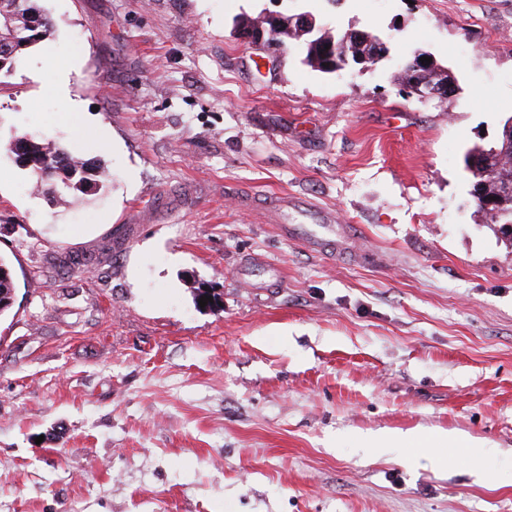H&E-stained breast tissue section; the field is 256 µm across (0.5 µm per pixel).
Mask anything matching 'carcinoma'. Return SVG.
Listing matches in <instances>:
<instances>
[{
	"label": "carcinoma",
	"instance_id": "cac0c4a2",
	"mask_svg": "<svg viewBox=\"0 0 512 512\" xmlns=\"http://www.w3.org/2000/svg\"><path fill=\"white\" fill-rule=\"evenodd\" d=\"M38 0H0V76L11 72L27 50L37 41L51 34L55 21L37 6ZM286 38L300 43L306 51L308 66L325 72L323 53L325 46L337 43L341 34L317 29L311 34L298 32L293 16L281 17L275 39ZM349 57L365 59V65L376 64L375 47L363 40L348 43ZM422 78L433 83L457 84L456 77L437 62L423 70ZM9 151L20 159L22 166L36 175L34 190H48L58 204H66L89 191L105 185L110 170L100 161L87 160L78 153L59 147L35 135H24L9 144ZM485 164L470 169L474 180L475 204L487 224H512V204L499 209L487 208L481 203L486 197H498L512 189V136H500L498 142L487 149ZM15 280L10 263L0 255V317L7 314L14 303Z\"/></svg>",
	"mask_w": 512,
	"mask_h": 512
}]
</instances>
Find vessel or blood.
<instances>
[{"label": "vessel or blood", "mask_w": 512, "mask_h": 512, "mask_svg": "<svg viewBox=\"0 0 512 512\" xmlns=\"http://www.w3.org/2000/svg\"><path fill=\"white\" fill-rule=\"evenodd\" d=\"M267 223L276 225L286 239L303 243L319 254H338L353 250L358 237L344 224H332L330 217L314 213L307 202L277 195L263 206Z\"/></svg>", "instance_id": "1"}]
</instances>
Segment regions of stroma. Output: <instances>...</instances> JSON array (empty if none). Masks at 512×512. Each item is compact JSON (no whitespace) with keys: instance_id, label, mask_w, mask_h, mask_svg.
Wrapping results in <instances>:
<instances>
[{"instance_id":"35a3bbf8","label":"stroma","mask_w":512,"mask_h":512,"mask_svg":"<svg viewBox=\"0 0 512 512\" xmlns=\"http://www.w3.org/2000/svg\"><path fill=\"white\" fill-rule=\"evenodd\" d=\"M41 5L53 35L0 79V512H512V242L464 161L512 116V0ZM306 11L388 58L323 73L236 32ZM417 51L455 93L406 95ZM57 67L80 114L45 86ZM25 133L111 182L53 204L8 150ZM283 193L381 263L237 203ZM15 280L10 263L0 255V317L7 314L14 303Z\"/></svg>"}]
</instances>
